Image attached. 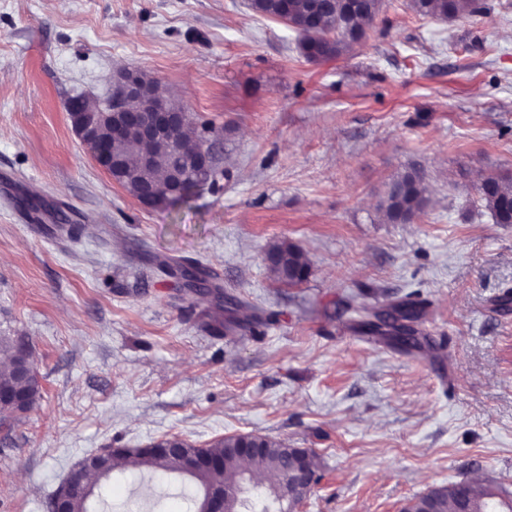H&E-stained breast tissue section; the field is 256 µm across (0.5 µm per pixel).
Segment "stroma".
Masks as SVG:
<instances>
[{"label": "stroma", "instance_id": "stroma-1", "mask_svg": "<svg viewBox=\"0 0 512 512\" xmlns=\"http://www.w3.org/2000/svg\"><path fill=\"white\" fill-rule=\"evenodd\" d=\"M453 22L381 0L351 53L313 63L248 0H0V339L26 342L41 395L0 419V512H48L98 449L254 433L307 448L299 512H400L429 489L512 495V224L477 192L512 174V0ZM136 70L194 125L225 128L224 172L177 209L143 208L67 118ZM429 203L387 221L391 181ZM98 225L53 231L50 214ZM273 240L310 274L272 279ZM196 262L251 321L157 265ZM421 302L418 344L359 330ZM183 479L133 468L98 512H189ZM162 501H155L156 491ZM276 251L281 253L284 256L286 267L288 268V263L293 268V276L288 279L287 276H282L279 270L274 269L272 267H268L271 275L279 282L286 283L289 285H295L304 281L308 275L309 267L304 258L302 251L294 244L282 241V242H274L269 244L263 252L264 255L267 252ZM288 256L290 257L288 259ZM276 261V257L272 254L265 255V263L267 265H273Z\"/></svg>", "mask_w": 512, "mask_h": 512}]
</instances>
